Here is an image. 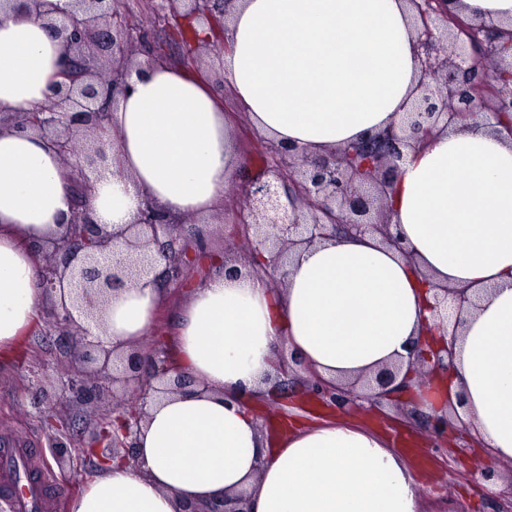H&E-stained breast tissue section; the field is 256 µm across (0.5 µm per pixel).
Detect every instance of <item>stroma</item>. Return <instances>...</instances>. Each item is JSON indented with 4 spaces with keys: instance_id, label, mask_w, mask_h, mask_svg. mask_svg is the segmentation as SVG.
I'll list each match as a JSON object with an SVG mask.
<instances>
[{
    "instance_id": "stroma-1",
    "label": "stroma",
    "mask_w": 512,
    "mask_h": 512,
    "mask_svg": "<svg viewBox=\"0 0 512 512\" xmlns=\"http://www.w3.org/2000/svg\"><path fill=\"white\" fill-rule=\"evenodd\" d=\"M118 7L129 19L143 26L150 37L164 42L165 51L171 58H179L186 42L194 38L189 28L185 29L183 36H172L175 23L158 14L157 0H119ZM195 70L216 87L215 93L222 101L225 119L236 141L239 165L224 185V202L214 221L185 216L180 218L179 223L186 236L207 233L213 250L228 251L232 262L244 267L248 264L246 241H239L235 249L229 250L225 247V237L229 227L241 221L240 199L243 189L255 179L261 163L269 154V143L267 138L254 129L248 113L241 108L233 90L218 87L217 81L222 75V56L219 52L202 53ZM66 342V337L53 328L49 316L41 315L39 329L25 355L17 362L0 365V445L18 441L33 450L41 470L53 480L52 486L45 490L47 512H66L68 499L83 489L98 465L96 458L83 456L74 469L61 471L51 453L52 434L44 418L30 407L28 389L33 380H40L48 393L55 394L59 391L60 378L77 375L79 364L60 356V350ZM256 412L261 423L265 424L267 433L273 436L277 435L290 413L308 424L333 422L343 418L383 433L393 447L404 449L421 474L419 489L424 504L448 499L462 502V512H512V503L498 497L488 498L480 476L484 460L464 447L456 431L448 433L447 465L430 467L428 457L433 452L431 441L423 433L409 440L403 439L396 429L401 409L393 403L385 402L342 416L306 400L298 384L293 383L289 386L287 400H261Z\"/></svg>"
}]
</instances>
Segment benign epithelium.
<instances>
[{
    "mask_svg": "<svg viewBox=\"0 0 512 512\" xmlns=\"http://www.w3.org/2000/svg\"><path fill=\"white\" fill-rule=\"evenodd\" d=\"M164 15L173 19L194 17L207 22L212 36L197 40L200 48L217 43L224 51L231 43L222 25L232 0H161ZM456 0H410L419 24L415 25L413 47L420 62V78L415 88L411 112L401 132L371 135L327 154L310 155L296 144L276 143L262 178L249 186L245 195L246 216L237 230L246 237L251 264L269 276L279 288L284 277L277 276L288 255L298 247L311 246L342 227L354 234L373 232L389 244L399 243L390 230L385 200L403 158L402 148L423 144L435 133L453 126L469 127L482 111L480 90L489 87L493 102L488 110L495 115L512 112V81L505 78L497 86L489 79L512 68L506 52L488 49L478 57L468 51L454 28L470 34L484 33L493 45L497 39L486 26L474 20L463 24L454 16ZM23 10L44 21L62 39L67 54L62 81L52 86L39 111L32 114L0 111V125L32 129L52 140L66 166L71 169V191L75 205L67 230L52 239L51 250L40 266L42 284L51 292L68 282L70 304L52 306V325L70 336L66 355L84 365L82 374L68 381L62 396L52 399L37 387L31 407L58 431L66 426V413L73 404L92 406L107 394L106 385L124 386L121 396H112L109 414L117 415L120 433L97 422L89 440L59 439L52 448L57 466L65 471L74 466L71 447L98 458L119 454L135 460L134 436L146 417L156 383L178 391L187 379L169 360L163 343L137 347L119 353L107 347L75 318L79 313L92 319L102 312L105 297L149 272L153 250L168 261L165 277L185 286L184 267L199 257L194 242L178 235L175 224L151 201L145 203L134 223L109 230L92 217L88 199L94 188L91 176L112 164L108 139L110 111L107 101L129 89V79L137 70V55L161 65L164 55L151 45L148 33L130 22L117 9L116 0H71L64 9L53 0H0L4 6ZM83 254L81 263L73 261ZM455 304V319L448 339L430 350L417 346L409 357V370L433 378L446 374L452 366L453 343L462 324L461 314L471 305L467 295L446 287L434 294L427 310L437 329H444L448 300ZM308 378L304 394L322 405L342 411L361 407V402L377 404L385 398L401 402L413 383H396L397 369L382 368L365 384L366 393L343 388L324 380L305 366Z\"/></svg>",
    "mask_w": 512,
    "mask_h": 512,
    "instance_id": "7a95c632",
    "label": "benign epithelium"
}]
</instances>
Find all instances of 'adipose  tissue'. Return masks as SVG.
<instances>
[{
	"label": "adipose tissue",
	"mask_w": 512,
	"mask_h": 512,
	"mask_svg": "<svg viewBox=\"0 0 512 512\" xmlns=\"http://www.w3.org/2000/svg\"><path fill=\"white\" fill-rule=\"evenodd\" d=\"M497 35L512 31V0H461ZM407 0H236L224 77L255 128L311 154L399 130L419 77ZM63 44L27 14H0V110L32 112L57 80ZM119 166L91 201L97 223H133L145 201L168 218L211 216L235 165L214 94L195 74L150 65L111 106ZM488 113L479 130H448L405 148L386 209L401 244L336 232L293 252L281 288L230 274L209 253L190 288L168 353L193 386L154 400L136 459L100 463L68 512H207L246 492L249 512H421L404 453L368 429L298 419L270 442L252 406L276 383L282 348L326 380L407 365L423 342L435 287L477 301L453 345V367L415 393L435 416L458 407L496 461L512 463V137ZM70 170L50 140L0 130V362L18 361L49 304L37 246L73 210ZM165 299L144 278L116 290L92 335L128 350Z\"/></svg>",
	"instance_id": "obj_1"
}]
</instances>
